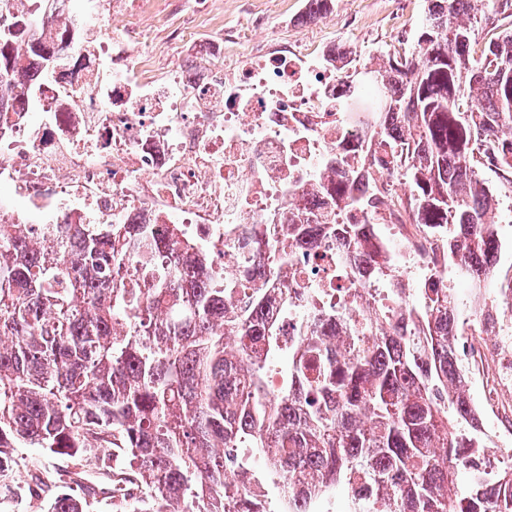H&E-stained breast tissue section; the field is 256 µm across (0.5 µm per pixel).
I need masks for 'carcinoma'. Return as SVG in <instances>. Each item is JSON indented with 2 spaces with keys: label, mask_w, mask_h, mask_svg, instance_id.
I'll return each mask as SVG.
<instances>
[{
  "label": "carcinoma",
  "mask_w": 512,
  "mask_h": 512,
  "mask_svg": "<svg viewBox=\"0 0 512 512\" xmlns=\"http://www.w3.org/2000/svg\"><path fill=\"white\" fill-rule=\"evenodd\" d=\"M496 36L475 50L479 27ZM27 45L0 21V86L42 82L62 33L35 18ZM360 103L347 52L331 59ZM378 113L369 139L336 145L314 191L318 217L291 211L288 247L336 238L363 254L370 277L397 308H379L348 334L322 314L286 341L266 313L267 293L288 299L285 247L270 226H245L244 245L264 256L227 280L179 224H0V478L15 474L14 449L69 458L63 483L87 461L120 459L110 493L145 488L133 512H270L239 457L247 443L282 484L284 512H313L335 486L353 512H512V467L488 479L474 468L485 441L467 394L457 337L467 326L440 271L408 301L406 283L371 230L382 205L364 182L387 172L408 186L413 224L445 239L447 263L483 281L498 253L488 214L500 200L483 170L512 185V0H428L412 49L365 66ZM512 306V277L480 323ZM235 339L234 348L225 344ZM288 352V374L269 386L267 367ZM469 476L465 494L460 474ZM61 491L48 512H89Z\"/></svg>",
  "instance_id": "1"
}]
</instances>
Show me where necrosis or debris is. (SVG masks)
Returning <instances> with one entry per match:
<instances>
[{"mask_svg": "<svg viewBox=\"0 0 512 512\" xmlns=\"http://www.w3.org/2000/svg\"><path fill=\"white\" fill-rule=\"evenodd\" d=\"M105 35L77 30L63 55L78 65L56 70L31 105L0 123V184L10 186L45 224H120L142 213L154 224L178 221L232 276L250 255L239 245L247 224H280L291 209L316 211L310 189L340 142L361 135L327 51L284 50L216 62L199 52L195 67L154 74L147 31L130 36L126 13L93 0ZM385 214L403 239L406 263L442 259L440 242L408 223L397 202ZM333 241L295 254L288 277L299 295L282 324L344 304L353 323L390 305L386 290L368 298L337 293ZM462 359L486 385L488 406L512 419V313L495 336H471Z\"/></svg>", "mask_w": 512, "mask_h": 512, "instance_id": "obj_1", "label": "necrosis or debris"}]
</instances>
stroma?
<instances>
[{
	"instance_id": "obj_1",
	"label": "stroma",
	"mask_w": 512,
	"mask_h": 512,
	"mask_svg": "<svg viewBox=\"0 0 512 512\" xmlns=\"http://www.w3.org/2000/svg\"><path fill=\"white\" fill-rule=\"evenodd\" d=\"M306 0H201L197 9L178 10L173 0H135L127 18L131 29L150 26L153 54L165 64L177 53H192L204 34L223 32L224 53L240 57L249 50L290 47L312 52L335 43L352 50L356 65L379 63L413 40L425 0H333L327 14L309 26H298ZM19 464L13 482L28 487L34 473L58 475L70 469L62 457L33 447L16 449Z\"/></svg>"
}]
</instances>
